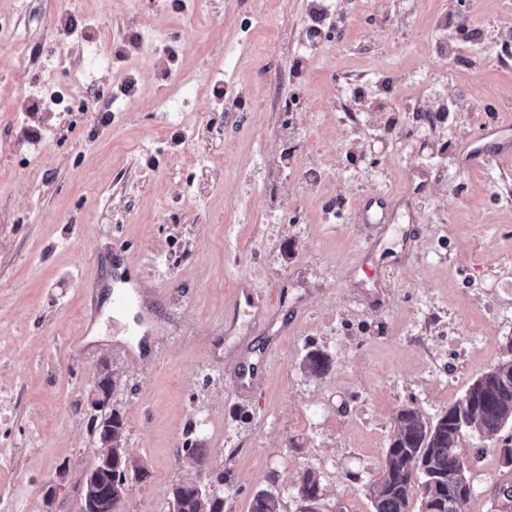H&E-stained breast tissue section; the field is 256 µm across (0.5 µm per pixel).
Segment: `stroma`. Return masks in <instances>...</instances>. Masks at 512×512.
<instances>
[{
  "instance_id": "1",
  "label": "stroma",
  "mask_w": 512,
  "mask_h": 512,
  "mask_svg": "<svg viewBox=\"0 0 512 512\" xmlns=\"http://www.w3.org/2000/svg\"><path fill=\"white\" fill-rule=\"evenodd\" d=\"M323 4L345 18L337 37L310 34ZM464 22L491 60L440 56ZM144 32L174 57H149ZM356 83L367 95L350 113ZM217 84L239 93L236 111ZM57 91L64 105L32 109ZM427 97L454 109L419 120ZM508 124L512 0H0V443L17 451L4 477L13 512H45L42 485L66 460L59 496L76 512L93 460L82 388L104 362L127 449L150 471L125 512H172L169 488L198 472L224 512H250L262 489L298 512L309 471L320 512H373L398 410L435 421L507 356L512 154L463 147ZM371 196L398 204L393 226L360 222ZM375 240L383 288L360 271ZM129 280L140 301L120 333L97 288ZM244 285L280 293L242 353ZM128 331L143 355L124 354ZM81 335L87 348L73 345ZM312 350L331 358L319 377L302 368ZM237 360L264 373L247 396L233 390ZM511 437L460 441L468 512H512L497 495L512 484ZM189 438L207 450L202 466L185 456Z\"/></svg>"
}]
</instances>
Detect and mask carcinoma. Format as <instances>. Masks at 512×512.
<instances>
[{"mask_svg":"<svg viewBox=\"0 0 512 512\" xmlns=\"http://www.w3.org/2000/svg\"><path fill=\"white\" fill-rule=\"evenodd\" d=\"M331 359L312 350L303 369L323 375ZM397 430L385 450V464L370 486L374 512H409L410 500L420 498V512H466L473 493L468 467L457 453L466 432L496 434L512 426V357L500 361L474 380L434 423L425 421L417 409L403 407L396 414ZM126 425L118 414L106 438L117 444L112 449V474L130 472L145 482L150 477L139 461L127 455ZM84 496L92 497L98 512H124V499L109 493V474L96 484H77ZM300 512H317L322 496L320 481L312 472L300 479L297 490ZM173 512H224V499L209 498L187 481L169 491ZM251 512H281L279 498L268 490L257 492Z\"/></svg>","mask_w":512,"mask_h":512,"instance_id":"obj_1","label":"carcinoma"}]
</instances>
